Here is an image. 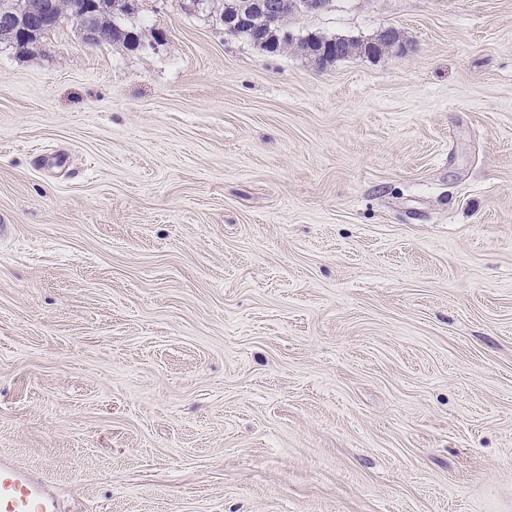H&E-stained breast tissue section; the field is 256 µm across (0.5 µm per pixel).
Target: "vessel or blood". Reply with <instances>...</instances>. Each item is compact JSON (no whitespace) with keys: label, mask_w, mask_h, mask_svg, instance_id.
<instances>
[{"label":"vessel or blood","mask_w":512,"mask_h":512,"mask_svg":"<svg viewBox=\"0 0 512 512\" xmlns=\"http://www.w3.org/2000/svg\"><path fill=\"white\" fill-rule=\"evenodd\" d=\"M0 512H60L54 491L35 472L0 456Z\"/></svg>","instance_id":"obj_1"}]
</instances>
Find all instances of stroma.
Returning a JSON list of instances; mask_svg holds the SVG:
<instances>
[{
	"instance_id": "stroma-1",
	"label": "stroma",
	"mask_w": 512,
	"mask_h": 512,
	"mask_svg": "<svg viewBox=\"0 0 512 512\" xmlns=\"http://www.w3.org/2000/svg\"><path fill=\"white\" fill-rule=\"evenodd\" d=\"M0 48V454L63 512H512V0H190ZM269 1L274 4L272 8V13L268 16L258 15L254 17L253 23L265 28L268 22L274 20V22L271 24V28L277 29V33L279 34V36H281L282 33L287 30L288 19H290L294 15H300L302 13L301 4L303 8L307 11H318L324 6V1L321 0H311L304 2H301L302 0ZM298 2H301V4ZM99 8L97 3H87L76 23L82 34L83 41L87 45L99 46L110 39V30L104 28L95 14Z\"/></svg>"
}]
</instances>
